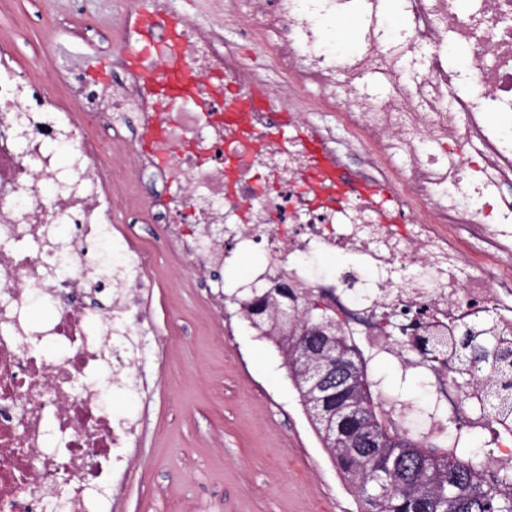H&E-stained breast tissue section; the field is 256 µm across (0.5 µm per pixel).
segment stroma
I'll return each mask as SVG.
<instances>
[{
    "label": "stroma",
    "mask_w": 512,
    "mask_h": 512,
    "mask_svg": "<svg viewBox=\"0 0 512 512\" xmlns=\"http://www.w3.org/2000/svg\"><path fill=\"white\" fill-rule=\"evenodd\" d=\"M138 0H9L0 8V42L10 44L17 71L33 58L51 70L57 45L86 47L87 22L121 27ZM225 0H170L171 11L222 34L225 53L245 71L281 86L273 47L241 44L224 23ZM115 186L112 221L151 248L155 287L147 308L153 330L138 338L135 386L103 394L109 411L138 418L129 471L119 498L101 494L109 512H357L354 494L313 434L296 391L267 340L219 307L208 289L158 239L146 188H134L128 158Z\"/></svg>",
    "instance_id": "1"
}]
</instances>
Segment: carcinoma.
Instances as JSON below:
<instances>
[{
  "mask_svg": "<svg viewBox=\"0 0 512 512\" xmlns=\"http://www.w3.org/2000/svg\"><path fill=\"white\" fill-rule=\"evenodd\" d=\"M237 306L241 317L275 345L302 407H315L311 428L353 489L359 512H512V461H496L492 449L475 447L472 431L437 409L424 410V417L441 422L434 434L392 420L380 401L382 380L368 370L372 357L351 342L337 321L304 337L310 347L307 361L323 366L329 347L347 353L358 363L357 382L349 391L312 388L295 347L298 335L319 313L312 295L291 287L244 288ZM453 348L461 365L448 372V380L494 437L512 439V337L490 322L477 331L464 329ZM366 431L376 434L384 447H352L353 437ZM396 464V484L370 495L367 473Z\"/></svg>",
  "mask_w": 512,
  "mask_h": 512,
  "instance_id": "cac0c4a2",
  "label": "carcinoma"
}]
</instances>
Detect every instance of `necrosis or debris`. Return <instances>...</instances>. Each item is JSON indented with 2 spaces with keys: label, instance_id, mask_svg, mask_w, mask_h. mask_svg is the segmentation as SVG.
Wrapping results in <instances>:
<instances>
[{
  "label": "necrosis or debris",
  "instance_id": "obj_1",
  "mask_svg": "<svg viewBox=\"0 0 512 512\" xmlns=\"http://www.w3.org/2000/svg\"><path fill=\"white\" fill-rule=\"evenodd\" d=\"M164 2L143 0L153 25L135 29L155 53L131 68L117 47L108 81L67 49L51 80L25 78L0 50V512H46L58 499L62 512H101L91 492L112 484L138 437V419L112 415L97 387H119L133 363L154 286L149 253L110 219L103 131L122 135L163 242L194 273L223 265L225 244L259 251L255 287L283 278L306 288L374 357L427 378L433 405L482 429L424 337L463 320L512 325V0H406L409 36L386 45L372 20L355 55L323 49L312 24L319 0H235L226 24L253 45L273 36L289 100L312 91L335 111L340 150L329 127L298 112L271 106L225 119L216 81L246 93L261 77L244 76L189 17L169 36ZM450 44L470 49L469 67H449ZM423 47L425 75L404 81L399 60ZM162 51L193 75L172 112L158 111L147 82ZM370 69L385 76L386 97L365 88ZM62 137L80 160L78 188L47 197ZM61 222L80 234L56 275L42 234ZM105 243L117 257L110 266L89 252ZM318 250L361 265L308 277L300 262ZM107 290L108 316L88 304ZM35 295L54 315L26 332ZM45 337L60 359L36 351Z\"/></svg>",
  "mask_w": 512,
  "mask_h": 512
}]
</instances>
